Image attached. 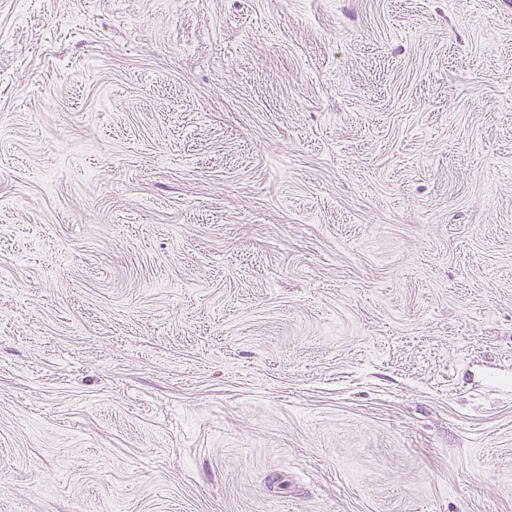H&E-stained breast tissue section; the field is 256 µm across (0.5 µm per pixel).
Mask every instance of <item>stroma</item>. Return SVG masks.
Listing matches in <instances>:
<instances>
[{"mask_svg":"<svg viewBox=\"0 0 512 512\" xmlns=\"http://www.w3.org/2000/svg\"><path fill=\"white\" fill-rule=\"evenodd\" d=\"M0 512H512V0H0Z\"/></svg>","mask_w":512,"mask_h":512,"instance_id":"1","label":"stroma"}]
</instances>
